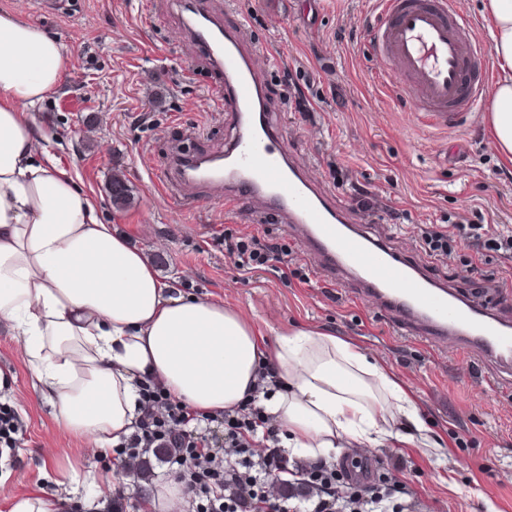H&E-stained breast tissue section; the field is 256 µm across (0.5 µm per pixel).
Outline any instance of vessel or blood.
I'll list each match as a JSON object with an SVG mask.
<instances>
[{
  "label": "vessel or blood",
  "mask_w": 512,
  "mask_h": 512,
  "mask_svg": "<svg viewBox=\"0 0 512 512\" xmlns=\"http://www.w3.org/2000/svg\"><path fill=\"white\" fill-rule=\"evenodd\" d=\"M193 57L208 60L224 92L232 136L220 153H179L158 187L182 203L204 190L232 205L257 198L265 214L289 224L322 269L339 271L363 299L394 311L403 331L436 347L479 353L512 374V321L445 283L433 281L416 259L393 250L353 219L293 160L267 109L268 85L246 26L180 0ZM452 0H380L372 50L393 77L411 111L434 128H453L478 103L471 91L482 54L463 30Z\"/></svg>",
  "instance_id": "b4317fda"
}]
</instances>
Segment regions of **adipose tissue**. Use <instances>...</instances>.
Segmentation results:
<instances>
[{"instance_id": "ef3b65f1", "label": "adipose tissue", "mask_w": 512, "mask_h": 512, "mask_svg": "<svg viewBox=\"0 0 512 512\" xmlns=\"http://www.w3.org/2000/svg\"><path fill=\"white\" fill-rule=\"evenodd\" d=\"M482 16L498 67L490 129L512 161V0H484ZM64 68L59 42L0 14V323L59 423L116 445L131 433L144 377L204 417L253 395L268 364L276 373L260 403L294 453H324L344 437L428 447L414 395L348 341L300 329L270 346L222 303L171 297L145 255L102 223L77 177L38 145L31 112Z\"/></svg>"}]
</instances>
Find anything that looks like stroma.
Segmentation results:
<instances>
[{
	"label": "stroma",
	"mask_w": 512,
	"mask_h": 512,
	"mask_svg": "<svg viewBox=\"0 0 512 512\" xmlns=\"http://www.w3.org/2000/svg\"><path fill=\"white\" fill-rule=\"evenodd\" d=\"M246 22L264 60L268 107L294 158L334 201L370 222L392 247L426 260L421 227L486 224L512 231V162L503 160L481 103L462 128L430 131L382 76L368 32L379 0H198ZM63 44L59 89L40 103L36 123L62 168L79 180L100 218L153 261L174 296H207L238 311L268 342L308 328L332 333L384 363L415 396L439 451L372 449L375 485L398 474L416 512H512V379L477 354L434 347L400 333L394 313L353 299L335 271L315 259L277 220L257 223L258 204L240 198L186 205L152 186L176 149L224 147L217 80L203 59L188 60L176 0H72L61 15H40L33 0H0ZM121 170L131 205L113 208L107 183ZM256 238L288 252L294 273L274 263L237 269L220 235ZM470 250L455 261L426 260L430 276L458 291H482L467 271ZM0 371L12 376L0 401L26 427L12 465L0 468V512L9 500L42 489L79 512H133L139 499L172 482L152 458L149 477L121 468L111 447L62 430L57 409L32 386L11 330L0 324ZM58 449L53 462L44 451ZM111 481L93 484V476Z\"/></svg>",
	"instance_id": "stroma-1"
}]
</instances>
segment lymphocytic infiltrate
<instances>
[{"label": "lymphocytic infiltrate", "instance_id": "lymphocytic-infiltrate-1", "mask_svg": "<svg viewBox=\"0 0 512 512\" xmlns=\"http://www.w3.org/2000/svg\"><path fill=\"white\" fill-rule=\"evenodd\" d=\"M423 249L434 260L453 258L459 241L473 253L470 269L498 282L491 264L495 255L512 253V235L490 232L480 224H451L423 231ZM140 405L132 433L116 447L124 462L170 449L168 465L186 495V512H284L278 496L267 487L269 476L286 472L288 459L279 448V428L255 400L198 419L189 406L174 399L157 381L139 384ZM315 488L311 512H367L385 496L402 490L398 477L387 488L340 486L333 462L317 459L305 467Z\"/></svg>", "mask_w": 512, "mask_h": 512}]
</instances>
